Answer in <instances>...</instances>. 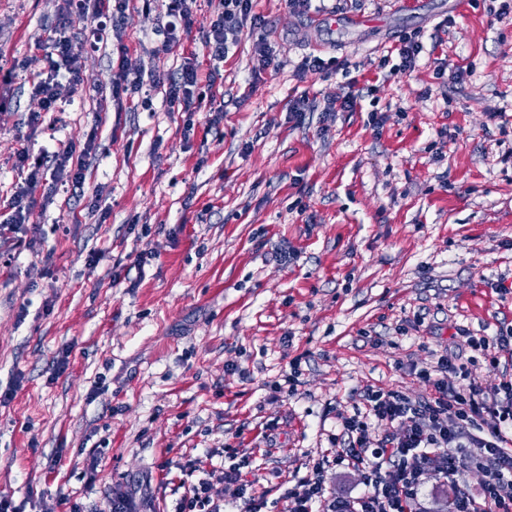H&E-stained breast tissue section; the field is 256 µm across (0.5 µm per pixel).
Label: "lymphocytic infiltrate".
I'll list each match as a JSON object with an SVG mask.
<instances>
[{
    "instance_id": "lymphocytic-infiltrate-1",
    "label": "lymphocytic infiltrate",
    "mask_w": 512,
    "mask_h": 512,
    "mask_svg": "<svg viewBox=\"0 0 512 512\" xmlns=\"http://www.w3.org/2000/svg\"><path fill=\"white\" fill-rule=\"evenodd\" d=\"M65 5L67 14L93 23L96 30L120 36L126 29L129 0H65ZM246 26L254 34L252 59L257 69L274 63L275 50L262 17L253 11V0H221L205 28L209 58L223 61ZM29 51L30 60L19 62L17 69L29 70L31 95L42 104L30 117L35 129L71 97L81 80L82 54L65 28L47 24ZM34 60L41 64L35 71L30 68ZM198 71L196 57H186L168 79L169 104L198 111ZM16 160L27 184L6 201L8 216L0 221V242L16 239L24 225L35 221L37 203L28 194V184L45 178L76 189L84 184L85 160L73 146L37 158L23 146ZM467 345L469 357L443 354L433 365L416 370V378L429 390L425 397L412 400L395 390L366 386L364 408L340 415L332 452L314 459L306 474L296 477L283 496L284 512H428L421 495L431 468L452 490L444 512H512V336L471 337ZM482 354L501 372L499 383L490 389L478 381ZM332 469L359 475L361 491L329 496L327 475ZM473 469L484 476L476 493L466 482Z\"/></svg>"
}]
</instances>
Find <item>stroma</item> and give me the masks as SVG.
<instances>
[{
    "instance_id": "stroma-1",
    "label": "stroma",
    "mask_w": 512,
    "mask_h": 512,
    "mask_svg": "<svg viewBox=\"0 0 512 512\" xmlns=\"http://www.w3.org/2000/svg\"><path fill=\"white\" fill-rule=\"evenodd\" d=\"M410 2L324 0L302 14L256 0L278 62L257 72L247 30L224 62L209 59L202 28L219 0H197L181 47L159 56L163 2L131 0L123 43L149 103L113 96L110 43L83 56L56 130L30 134L41 103L24 77L0 87V196L19 180V137L36 154L96 137L84 195L32 184L45 206L33 243L0 244V387L13 393L0 405V498L15 512L125 500L173 512L200 478L241 512L224 496L229 445L250 457L266 512H282L366 386L420 398L410 365L512 329V13ZM59 23L83 41L63 0H0V55L24 58ZM409 34L424 45L416 69L380 79L384 48ZM191 53L205 106L194 114L166 100ZM313 56L323 69L300 71ZM352 81L360 107L325 115ZM302 95L296 124L288 104ZM295 366L294 394L270 390Z\"/></svg>"
}]
</instances>
